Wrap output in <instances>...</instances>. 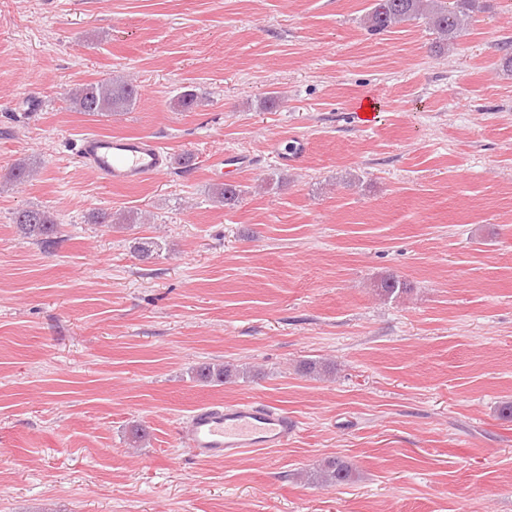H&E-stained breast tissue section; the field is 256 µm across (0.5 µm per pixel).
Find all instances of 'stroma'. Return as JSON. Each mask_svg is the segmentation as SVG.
<instances>
[{
	"mask_svg": "<svg viewBox=\"0 0 512 512\" xmlns=\"http://www.w3.org/2000/svg\"><path fill=\"white\" fill-rule=\"evenodd\" d=\"M371 3L0 0V512H512V0L442 50L419 20L368 34ZM109 77L129 111L71 108ZM188 88L202 105L174 111ZM87 133L171 163L107 185L75 157ZM30 207L58 244L19 232ZM387 276L409 293L379 295ZM205 362L248 374L204 385ZM242 401L288 411V446L193 459L192 410ZM336 458L353 482L306 481ZM137 88L122 77L79 84L68 93L74 111L92 116L125 112L136 102ZM14 224L24 235L48 247L62 235V224H58L53 212L46 208L20 210L14 216Z\"/></svg>",
	"mask_w": 512,
	"mask_h": 512,
	"instance_id": "35a3bbf8",
	"label": "stroma"
}]
</instances>
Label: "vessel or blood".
Segmentation results:
<instances>
[{"label": "vessel or blood", "instance_id": "obj_1", "mask_svg": "<svg viewBox=\"0 0 512 512\" xmlns=\"http://www.w3.org/2000/svg\"><path fill=\"white\" fill-rule=\"evenodd\" d=\"M76 157L114 186L142 183L162 174L168 164L159 142L147 136L88 134L80 139ZM296 432L297 422L287 411L257 401L200 407L183 429L190 453L201 461L283 448Z\"/></svg>", "mask_w": 512, "mask_h": 512}]
</instances>
